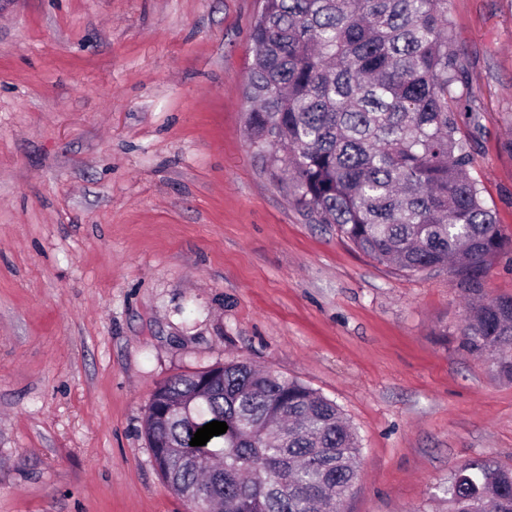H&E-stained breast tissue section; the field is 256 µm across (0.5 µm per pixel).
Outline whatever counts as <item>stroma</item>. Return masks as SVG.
Instances as JSON below:
<instances>
[{"label":"stroma","mask_w":512,"mask_h":512,"mask_svg":"<svg viewBox=\"0 0 512 512\" xmlns=\"http://www.w3.org/2000/svg\"><path fill=\"white\" fill-rule=\"evenodd\" d=\"M260 0H0V512H186L142 421L173 375L245 360L354 427L342 512H437L512 468V381L461 349L452 270L312 224L247 140ZM472 174L512 238V0H450Z\"/></svg>","instance_id":"stroma-1"}]
</instances>
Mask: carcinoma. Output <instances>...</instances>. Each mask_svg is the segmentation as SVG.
Masks as SVG:
<instances>
[{"instance_id":"carcinoma-1","label":"carcinoma","mask_w":512,"mask_h":512,"mask_svg":"<svg viewBox=\"0 0 512 512\" xmlns=\"http://www.w3.org/2000/svg\"><path fill=\"white\" fill-rule=\"evenodd\" d=\"M250 145L315 224L399 271L450 268L480 294L512 239L470 173L481 130L448 0H262L249 29ZM461 347L512 380V298L473 306ZM193 398L195 373L155 397L191 402L143 432L153 466L181 501L191 487L222 512H339L359 475V442L338 406L301 382L243 360ZM219 420L204 466L187 446ZM448 512H512V469L474 461L444 489Z\"/></svg>"}]
</instances>
